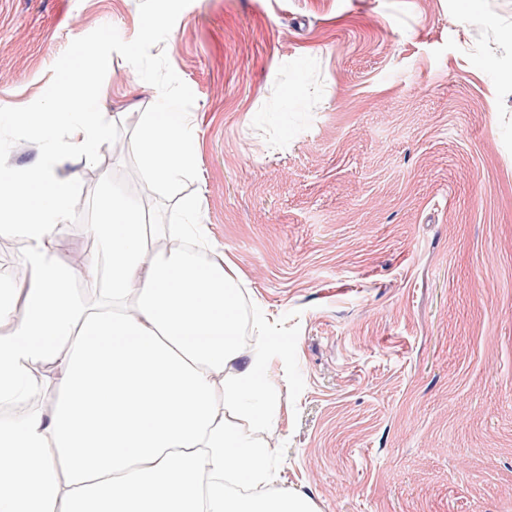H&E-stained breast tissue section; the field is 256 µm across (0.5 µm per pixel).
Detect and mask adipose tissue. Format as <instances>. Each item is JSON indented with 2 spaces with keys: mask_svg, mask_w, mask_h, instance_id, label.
Instances as JSON below:
<instances>
[{
  "mask_svg": "<svg viewBox=\"0 0 512 512\" xmlns=\"http://www.w3.org/2000/svg\"><path fill=\"white\" fill-rule=\"evenodd\" d=\"M89 90L62 82L22 117L57 147L92 151L106 115ZM49 154L0 172V221L26 245L27 289L0 283V400L26 402L30 367L57 372L41 386L50 413L0 423V512H313L270 494L274 450L251 419L265 401L268 343L237 341V277L223 260L193 263L189 224L168 225L151 247L130 202L104 193L91 232L99 249L57 259L74 185ZM100 287L96 303L74 280Z\"/></svg>",
  "mask_w": 512,
  "mask_h": 512,
  "instance_id": "obj_1",
  "label": "adipose tissue"
}]
</instances>
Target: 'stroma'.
I'll list each match as a JSON object with an SVG mask.
<instances>
[{
    "label": "stroma",
    "mask_w": 512,
    "mask_h": 512,
    "mask_svg": "<svg viewBox=\"0 0 512 512\" xmlns=\"http://www.w3.org/2000/svg\"><path fill=\"white\" fill-rule=\"evenodd\" d=\"M138 0H0V106ZM196 100L188 191L264 320L279 488L316 512H512V0H192L163 47ZM104 143L67 150L57 256L101 191L159 200L131 136L159 96L112 55ZM0 278L29 279L0 230Z\"/></svg>",
    "instance_id": "1"
}]
</instances>
